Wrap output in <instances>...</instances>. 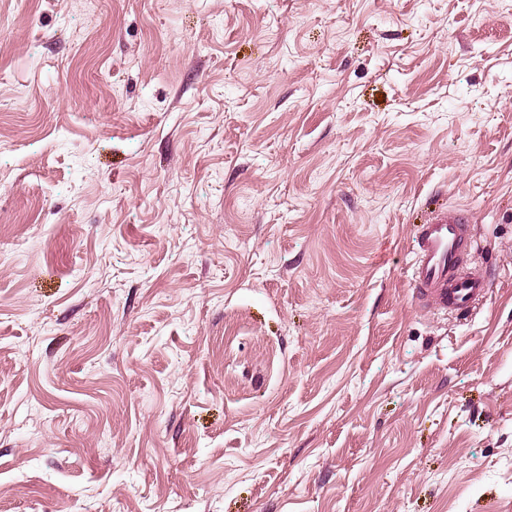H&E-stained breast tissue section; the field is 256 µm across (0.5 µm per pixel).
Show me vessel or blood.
<instances>
[{
    "label": "vessel or blood",
    "instance_id": "1",
    "mask_svg": "<svg viewBox=\"0 0 512 512\" xmlns=\"http://www.w3.org/2000/svg\"><path fill=\"white\" fill-rule=\"evenodd\" d=\"M467 209L442 205L419 224L410 283L425 309L469 314L486 299L490 280L485 271L470 267L472 249Z\"/></svg>",
    "mask_w": 512,
    "mask_h": 512
}]
</instances>
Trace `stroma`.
Masks as SVG:
<instances>
[{"label": "stroma", "instance_id": "1", "mask_svg": "<svg viewBox=\"0 0 512 512\" xmlns=\"http://www.w3.org/2000/svg\"><path fill=\"white\" fill-rule=\"evenodd\" d=\"M0 512H512V0H0ZM468 224L467 209L442 205L417 227L410 283L425 309L467 315L486 299L490 279L466 260L472 249Z\"/></svg>", "mask_w": 512, "mask_h": 512}]
</instances>
